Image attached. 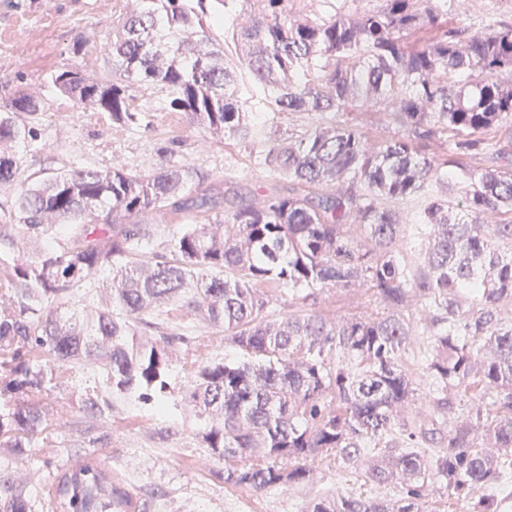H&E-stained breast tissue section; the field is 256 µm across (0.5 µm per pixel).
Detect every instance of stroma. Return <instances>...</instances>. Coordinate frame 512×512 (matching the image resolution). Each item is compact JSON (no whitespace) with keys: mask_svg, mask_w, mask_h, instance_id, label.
I'll return each mask as SVG.
<instances>
[{"mask_svg":"<svg viewBox=\"0 0 512 512\" xmlns=\"http://www.w3.org/2000/svg\"><path fill=\"white\" fill-rule=\"evenodd\" d=\"M126 9V0H0V108L20 87L40 97L39 112L29 117L40 138L19 150L26 175L38 180L77 165L150 171L193 162L218 183H265L266 173L245 151L189 124L153 87L134 86L136 119L119 127L109 113L91 111L52 86L51 73L67 64L94 79L111 74L100 45L111 39ZM159 317L195 340L176 351L171 386L179 394L188 384L190 361L220 360L230 349L222 335L179 309L167 307ZM82 392L77 372L64 371L46 407L49 435L36 436L29 461L13 466L40 498L51 494L58 473L83 464L111 473L147 512H304L317 497L355 488L350 470L328 467L320 456L309 461L315 479L308 484L264 491L226 485L206 462L197 427L177 408L161 417L149 404L118 407L110 447H84L89 420L78 410Z\"/></svg>","mask_w":512,"mask_h":512,"instance_id":"1","label":"stroma"}]
</instances>
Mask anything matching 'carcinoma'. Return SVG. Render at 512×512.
<instances>
[{"instance_id": "cac0c4a2", "label": "carcinoma", "mask_w": 512, "mask_h": 512, "mask_svg": "<svg viewBox=\"0 0 512 512\" xmlns=\"http://www.w3.org/2000/svg\"><path fill=\"white\" fill-rule=\"evenodd\" d=\"M305 2L129 0L109 45L112 76L71 65L50 76L117 125L135 120L134 84L165 91L171 110L249 150L268 185L220 190L193 163L75 166L26 182L17 147L40 137L22 118L39 98L20 89L0 113V184L16 186L0 216V446L17 462L29 456L66 366L92 381L79 409L100 422L132 403L167 414L175 344L191 338L151 315L175 305L239 353L192 366L181 399L224 483L307 484V460L320 454L400 495L318 497L307 512H422L430 496L462 493L468 512H500L496 486L512 466V316L501 315L512 306V171L462 157L494 150L496 130L512 125V80L499 79L512 76V22L450 28L455 0H379L329 18ZM228 22L244 88L198 37ZM256 97L323 121L285 136L258 128ZM369 108L390 112L401 134L369 146L347 118ZM424 140L453 157L429 159ZM457 179L468 185L459 198L448 193ZM409 198L423 200L411 225L389 205ZM172 218L182 228L169 240L160 225ZM106 285L109 306L76 307L77 294ZM329 290L363 291L375 312L311 310ZM284 294L299 310L270 318ZM417 334L433 392L425 417L409 415L420 382L397 356ZM132 505L90 465L57 475L45 505L0 465V512Z\"/></svg>"}]
</instances>
